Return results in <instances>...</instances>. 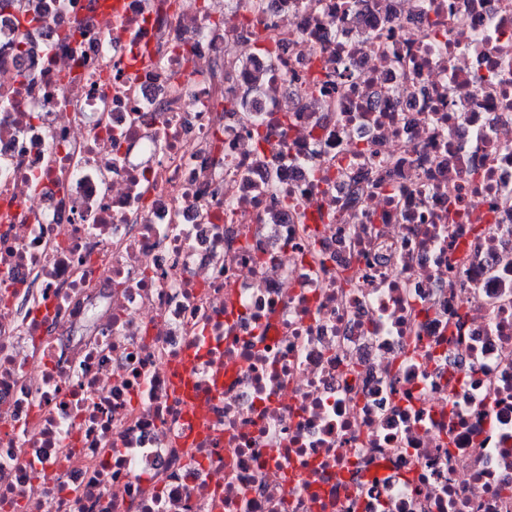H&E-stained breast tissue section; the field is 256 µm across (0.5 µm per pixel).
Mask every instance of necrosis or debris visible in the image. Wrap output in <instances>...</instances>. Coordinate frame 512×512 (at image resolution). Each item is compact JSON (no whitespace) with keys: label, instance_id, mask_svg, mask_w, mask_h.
<instances>
[{"label":"necrosis or debris","instance_id":"4bbe7bcc","mask_svg":"<svg viewBox=\"0 0 512 512\" xmlns=\"http://www.w3.org/2000/svg\"><path fill=\"white\" fill-rule=\"evenodd\" d=\"M41 6L0 13V512H512V0Z\"/></svg>","mask_w":512,"mask_h":512}]
</instances>
